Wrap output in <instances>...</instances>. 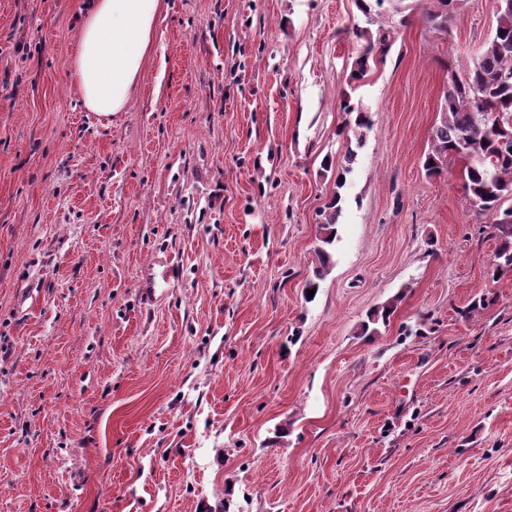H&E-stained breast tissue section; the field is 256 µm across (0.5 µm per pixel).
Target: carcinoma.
Listing matches in <instances>:
<instances>
[{
	"mask_svg": "<svg viewBox=\"0 0 512 512\" xmlns=\"http://www.w3.org/2000/svg\"><path fill=\"white\" fill-rule=\"evenodd\" d=\"M394 0H356L366 26L356 27L355 35L362 41L351 66V78L361 81L367 75L376 55L386 54L392 29L381 18L385 4ZM462 0H438V10L429 15V23L439 30H448ZM343 111L354 115V127H369V113L346 99ZM356 158L354 149H347L346 166L336 176V192L321 213L322 236L317 247L319 267L306 289H319L320 281L329 273V247L337 237L336 224L342 211L343 197L339 189L346 183V174ZM465 162L463 189L466 204L474 212L494 214V234L498 247L492 262V275L512 268V209L500 210L504 199L512 196V0H498L496 28L472 63L465 65L459 76L450 71L448 91L443 94L441 118L432 129L423 168L429 176L442 173L450 159Z\"/></svg>",
	"mask_w": 512,
	"mask_h": 512,
	"instance_id": "obj_1",
	"label": "carcinoma"
}]
</instances>
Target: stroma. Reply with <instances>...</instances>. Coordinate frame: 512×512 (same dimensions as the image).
<instances>
[{
  "instance_id": "35a3bbf8",
  "label": "stroma",
  "mask_w": 512,
  "mask_h": 512,
  "mask_svg": "<svg viewBox=\"0 0 512 512\" xmlns=\"http://www.w3.org/2000/svg\"><path fill=\"white\" fill-rule=\"evenodd\" d=\"M87 4L0 0V512H512V272L461 162L422 166L497 0H404L358 84L354 0H160L109 118ZM438 10L429 15V23L436 29L447 31L448 23L456 15L462 0H437ZM356 158V152L353 148L347 149L346 153V166L342 168V172H339L336 176V189L330 201L326 204L325 209L321 213L323 216V221L321 222V230L322 236L320 238V243L317 247L316 253L318 256V261L320 266L316 268L314 273V278L309 279L306 283V298L307 291L315 289V293L313 294L311 299L308 301H312L320 288V281H322L325 276L329 273V264L331 262V253L329 252V247L333 245L337 237L336 224H338V218L342 211L341 202L343 197L339 192V189H342L346 183V174L350 172V165Z\"/></svg>"
}]
</instances>
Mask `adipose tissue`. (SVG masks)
<instances>
[{
  "mask_svg": "<svg viewBox=\"0 0 512 512\" xmlns=\"http://www.w3.org/2000/svg\"><path fill=\"white\" fill-rule=\"evenodd\" d=\"M159 0H93L82 22L73 79L89 111H122L151 45Z\"/></svg>",
  "mask_w": 512,
  "mask_h": 512,
  "instance_id": "1",
  "label": "adipose tissue"
}]
</instances>
